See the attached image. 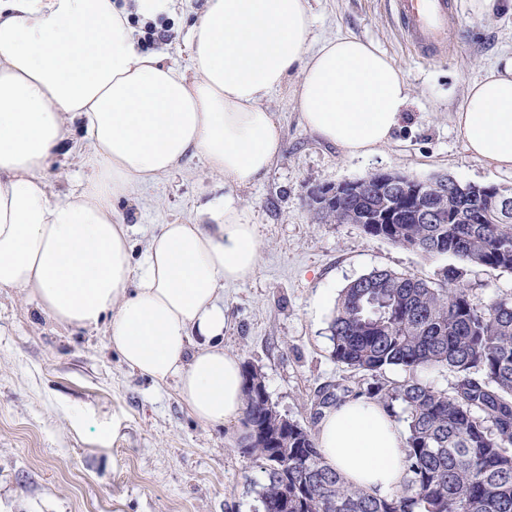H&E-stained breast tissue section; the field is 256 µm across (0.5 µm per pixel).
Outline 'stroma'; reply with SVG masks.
<instances>
[{
  "label": "stroma",
  "mask_w": 512,
  "mask_h": 512,
  "mask_svg": "<svg viewBox=\"0 0 512 512\" xmlns=\"http://www.w3.org/2000/svg\"><path fill=\"white\" fill-rule=\"evenodd\" d=\"M448 49L418 56L404 41L392 0H309L317 38L350 33L373 42L402 70L411 103L392 141L368 157H346L305 128L291 87L270 98L282 150L265 178L238 190L257 226L251 277L224 289V348L264 375L279 410L305 421L317 389L351 374L331 357L327 327L340 290L375 268L433 279L449 257H426L354 224L314 223L308 188L394 169L428 178L512 187V172L472 158L452 115L468 83L512 56V11L476 15L455 0ZM191 12L156 25L163 52L187 64ZM224 180L200 159L121 200L116 216L136 250L160 225L185 223L223 197ZM474 303L512 294V273L471 268ZM241 423L206 425L179 397L128 368L105 330L59 325L35 302L0 290V512H253L259 479L235 449Z\"/></svg>",
  "instance_id": "obj_1"
}]
</instances>
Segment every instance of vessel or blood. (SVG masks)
<instances>
[{"label":"vessel or blood","mask_w":512,"mask_h":512,"mask_svg":"<svg viewBox=\"0 0 512 512\" xmlns=\"http://www.w3.org/2000/svg\"><path fill=\"white\" fill-rule=\"evenodd\" d=\"M405 41L421 56L433 58L448 48V19L454 0H393Z\"/></svg>","instance_id":"b4317fda"}]
</instances>
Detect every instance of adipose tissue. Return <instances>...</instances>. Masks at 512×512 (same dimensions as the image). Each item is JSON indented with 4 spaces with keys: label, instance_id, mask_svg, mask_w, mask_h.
I'll list each match as a JSON object with an SVG mask.
<instances>
[{
    "label": "adipose tissue",
    "instance_id": "adipose-tissue-1",
    "mask_svg": "<svg viewBox=\"0 0 512 512\" xmlns=\"http://www.w3.org/2000/svg\"><path fill=\"white\" fill-rule=\"evenodd\" d=\"M176 0H0V288L33 297L63 326L105 328L123 362L175 381L194 416L240 418L239 359L224 349V287L248 279L257 226L236 189L281 149L269 96L293 84L306 129L347 156L388 145L410 101L401 69L352 34L316 39L309 0H205L188 31L189 66L145 50L133 18ZM80 120L90 173L69 195L43 173ZM478 161L512 170V58L468 84L453 114ZM228 191L188 224H165L140 259L119 201L188 158ZM326 461L378 496L406 477L399 424L357 397L324 411Z\"/></svg>",
    "mask_w": 512,
    "mask_h": 512
}]
</instances>
